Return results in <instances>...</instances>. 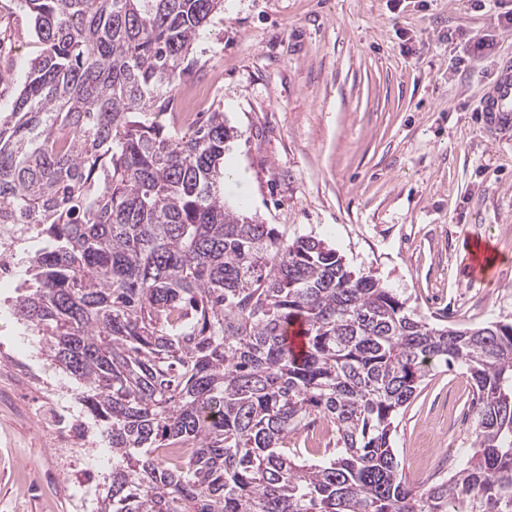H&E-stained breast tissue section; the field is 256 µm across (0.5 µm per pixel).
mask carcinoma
Masks as SVG:
<instances>
[{"label":"carcinoma","instance_id":"1","mask_svg":"<svg viewBox=\"0 0 512 512\" xmlns=\"http://www.w3.org/2000/svg\"><path fill=\"white\" fill-rule=\"evenodd\" d=\"M24 3L44 50L0 110V227L27 263L15 315L112 448L98 512H512V324H432L323 240L227 208L224 113L146 119L224 0ZM433 364L470 374L475 439L416 490L392 434ZM323 420L329 455L288 448Z\"/></svg>","mask_w":512,"mask_h":512}]
</instances>
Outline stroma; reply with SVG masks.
Masks as SVG:
<instances>
[{
    "mask_svg": "<svg viewBox=\"0 0 512 512\" xmlns=\"http://www.w3.org/2000/svg\"><path fill=\"white\" fill-rule=\"evenodd\" d=\"M512 0H224L200 29L173 106L152 114L186 130L192 95L235 130L224 152V202L284 238L326 240L431 323H512V129L487 127L477 107L512 57L499 14ZM492 40L469 59L465 35ZM42 51L28 12L0 0V109L9 110ZM498 260L484 279L467 247ZM0 282V512H96L112 451L52 367L39 337L12 314L18 280ZM473 383L439 367L396 419L393 446L411 486L428 488L433 449L466 458ZM60 402L85 425L77 448L50 446L36 413Z\"/></svg>",
    "mask_w": 512,
    "mask_h": 512,
    "instance_id": "stroma-1",
    "label": "stroma"
}]
</instances>
